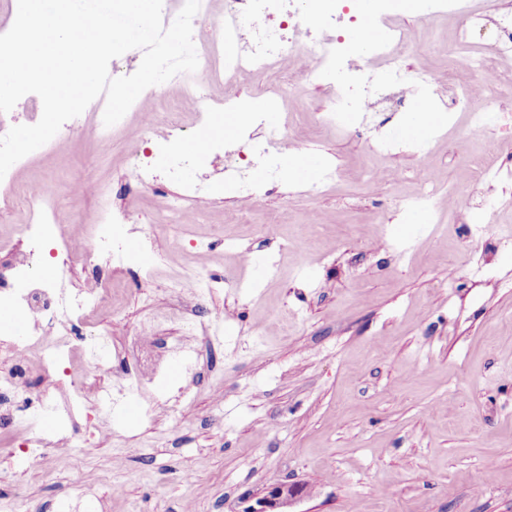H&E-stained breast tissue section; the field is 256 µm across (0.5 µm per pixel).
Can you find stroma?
Masks as SVG:
<instances>
[{
    "label": "stroma",
    "instance_id": "stroma-1",
    "mask_svg": "<svg viewBox=\"0 0 512 512\" xmlns=\"http://www.w3.org/2000/svg\"><path fill=\"white\" fill-rule=\"evenodd\" d=\"M403 24L416 36L411 80L444 87L448 64L432 48L452 41L455 22ZM326 105L307 82L285 94L277 121L298 150L338 168L334 185H268L245 222L221 191L222 166L212 165L206 221L184 227L176 245L158 248L132 225L155 277L140 282L135 267L112 273L114 308L93 318L109 335L112 372L88 386L79 410L81 423L104 422L112 435L91 438L69 460L48 453L19 467L8 454L10 432L0 430V499L24 495L28 512L49 504L87 512L89 502L73 495L80 484L92 487L99 512H182L191 497L198 512H245L288 483L303 494L287 512H512V123H496L499 147L483 157L497 178L475 186L460 147L463 114L376 158L372 144L393 138L399 113L338 133L318 121ZM427 164L437 221L400 223L399 202ZM373 167L383 180L371 179ZM87 169L108 182L113 204L166 224L164 204L180 178L129 196L120 136L103 148L61 140L33 157L18 183ZM468 193L476 207L466 212L456 197ZM309 209L324 222L311 231L316 252L304 256L284 239ZM199 260L218 280L207 309L224 328L205 340L168 292ZM149 303L176 314L151 326L152 335L198 350L200 360L189 372L167 369L161 387L130 397L121 388L139 369ZM130 398L138 412L127 419L120 412ZM177 417L186 428L176 436ZM118 457L124 469H114ZM186 470L203 494L181 482Z\"/></svg>",
    "mask_w": 512,
    "mask_h": 512
}]
</instances>
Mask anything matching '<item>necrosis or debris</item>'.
<instances>
[{"label": "necrosis or debris", "instance_id": "1", "mask_svg": "<svg viewBox=\"0 0 512 512\" xmlns=\"http://www.w3.org/2000/svg\"><path fill=\"white\" fill-rule=\"evenodd\" d=\"M372 21L381 32L367 57L357 54L353 37L355 18L348 15L346 0H201L195 15L193 42L199 66L195 72L180 73L170 83L182 87L196 109L197 123L214 122L225 108L236 105L234 87L240 76L256 77L254 92L266 94L264 77L278 70L279 85L288 88L305 80L322 89L328 104L322 112V126L339 130L351 128L352 113L376 111L383 89L398 94V104L426 96L424 85L409 83L407 62L413 35L401 15L424 22L437 16L459 20L460 26L448 53V97L438 106L447 112L469 115L472 131L488 132L493 112L500 106L503 84L499 65L512 61V7L495 10L497 36L492 47L473 45L470 31L483 16L469 7L467 0H373ZM225 80L229 92L216 98L209 94L212 79ZM164 85L146 89L118 123L105 126L104 98H96L91 111L68 120L59 137L77 133L104 145L116 133H124L135 150L130 158L135 189L156 185L161 173L179 174L190 160L179 150L191 130L180 113L157 112L146 108L144 100L156 97ZM149 144L150 152L140 151ZM290 145L287 132L271 130L264 140L252 145L246 162L237 164L231 175L240 202L256 198L253 169H261L269 181L281 177L282 159ZM211 190L207 177L182 184L178 196L167 199L170 216L164 225V240H175L180 229L200 223L202 199ZM101 199L93 212L76 209V194ZM27 220L22 229L23 247L9 269L0 272V310L24 316L29 332L7 343L6 371L0 374V418L22 432L20 456L36 462L45 451L66 458L84 444V428L77 419L82 391L89 381L105 370L107 339L92 330L88 317L111 308L112 290L102 278L85 287L66 291L64 274L80 264L92 270L129 268L136 256L119 234H107L112 224H140L138 211L113 208L107 185L95 174L77 176L67 194L56 183L41 181L24 192ZM53 249L59 274L48 278L39 274L38 258ZM70 376L73 391L64 404H57L52 390L34 394L24 391L22 381L31 370Z\"/></svg>", "mask_w": 512, "mask_h": 512}]
</instances>
